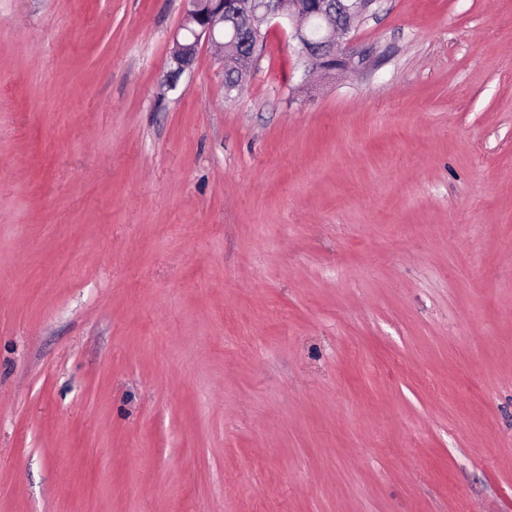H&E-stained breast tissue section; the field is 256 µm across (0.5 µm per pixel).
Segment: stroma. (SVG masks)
<instances>
[{
    "instance_id": "1",
    "label": "stroma",
    "mask_w": 512,
    "mask_h": 512,
    "mask_svg": "<svg viewBox=\"0 0 512 512\" xmlns=\"http://www.w3.org/2000/svg\"><path fill=\"white\" fill-rule=\"evenodd\" d=\"M185 7L0 0V512H512V0ZM186 0L181 39L176 37L171 53V68L167 83L174 86L180 76L195 63L202 44L210 45L222 60L223 71L235 67L245 75L250 73L257 53L263 45L266 32L263 27L273 24L288 30L295 41L300 59L304 62L305 80L313 76H331L336 72L360 70L367 66L369 56L355 41L353 31L357 23L375 9L379 0H346L347 21L336 22V12L343 15L344 0ZM224 17L244 22L245 41L241 50L236 47ZM230 37L229 42L224 36ZM233 46L226 59L224 46Z\"/></svg>"
}]
</instances>
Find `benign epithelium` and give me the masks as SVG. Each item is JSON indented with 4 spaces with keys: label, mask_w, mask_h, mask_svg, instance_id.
<instances>
[{
    "label": "benign epithelium",
    "mask_w": 512,
    "mask_h": 512,
    "mask_svg": "<svg viewBox=\"0 0 512 512\" xmlns=\"http://www.w3.org/2000/svg\"><path fill=\"white\" fill-rule=\"evenodd\" d=\"M181 30L174 40L167 83L175 85L195 63L199 48L209 45L223 67L250 73L266 32L272 24L288 31L304 62L305 79L331 76L337 72L360 70L369 56L355 41L357 23L374 11L379 0H347V21L336 22V7L331 0H186ZM244 23L245 41L236 49L237 37L224 41V18Z\"/></svg>",
    "instance_id": "1"
}]
</instances>
